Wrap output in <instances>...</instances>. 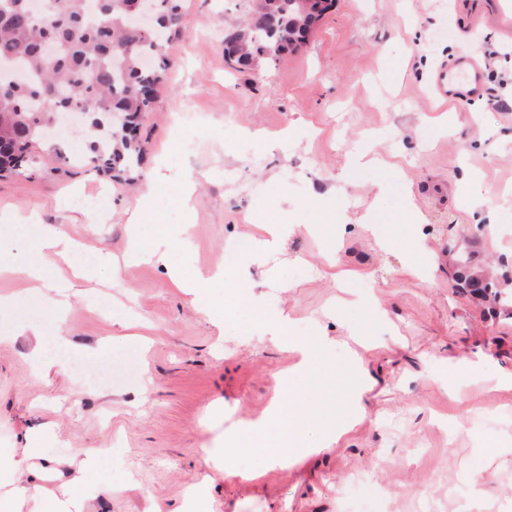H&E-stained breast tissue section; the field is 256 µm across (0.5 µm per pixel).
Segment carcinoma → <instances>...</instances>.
I'll return each mask as SVG.
<instances>
[{"mask_svg":"<svg viewBox=\"0 0 512 512\" xmlns=\"http://www.w3.org/2000/svg\"><path fill=\"white\" fill-rule=\"evenodd\" d=\"M125 0H102L89 17L87 0H48L37 20L26 13L24 0H11L0 15V59L13 62L22 81L0 91V155L10 168L7 178L26 169L37 133L60 112H76L89 104L92 141L89 163L114 179L133 172L143 148L136 132L141 118L154 110V92L166 78L165 47L181 31L184 0H152L159 29L130 23ZM309 0H256L243 28L224 35L241 55L228 59L231 68L251 61H275L305 43L314 27ZM57 47L46 61L42 45ZM458 277L465 286L475 280L473 252H456Z\"/></svg>","mask_w":512,"mask_h":512,"instance_id":"obj_1","label":"carcinoma"}]
</instances>
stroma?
<instances>
[{"mask_svg": "<svg viewBox=\"0 0 512 512\" xmlns=\"http://www.w3.org/2000/svg\"><path fill=\"white\" fill-rule=\"evenodd\" d=\"M253 5L185 0L135 172L54 167L59 151L85 157L88 138L49 134L26 172L0 179V260L12 264L36 256L44 224L84 244L76 261L90 251L122 258L154 177L144 235L192 225L186 271L222 270L231 287L208 299L230 319L210 320L154 262L62 282L63 311L23 276H0V296H24L0 308V450L23 451L32 426L47 423L43 456L99 453L110 491L91 512H183L194 489L207 512H468V475L489 436L498 453L482 512H512V387L496 382L512 373V310L457 288L448 251L452 240L473 243L489 281L512 291V0H335L297 52L228 68L224 33ZM460 57L479 61L486 96L441 103L436 72ZM443 114L440 134L432 120ZM365 151L371 162L352 168ZM189 173L186 211L165 195ZM100 185L109 221L93 224L71 193ZM269 222L294 226L282 252L258 263L235 250L265 237ZM381 231L392 239L385 249ZM253 307L288 312L296 336L320 329L336 341L323 378L293 383L312 410L309 430L351 405L352 357L369 381L361 420L337 444L263 468L262 449L244 451L226 472L203 449L266 418L299 361L249 319ZM127 319L148 327L135 351L121 342ZM20 323L80 350L103 345L93 362L104 372L135 357L144 381L79 393L64 373L33 375L32 338L11 335ZM357 471L372 481L346 484Z\"/></svg>", "mask_w": 512, "mask_h": 512, "instance_id": "stroma-1", "label": "stroma"}]
</instances>
